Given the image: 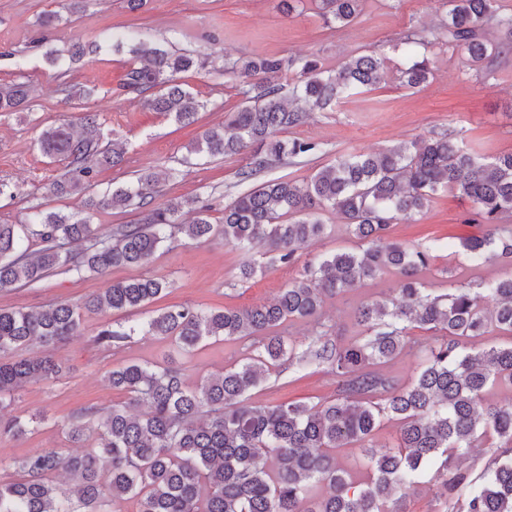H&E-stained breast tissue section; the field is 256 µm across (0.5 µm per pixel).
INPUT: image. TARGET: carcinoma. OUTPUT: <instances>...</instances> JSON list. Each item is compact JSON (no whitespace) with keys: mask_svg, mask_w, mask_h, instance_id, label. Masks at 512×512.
I'll return each instance as SVG.
<instances>
[{"mask_svg":"<svg viewBox=\"0 0 512 512\" xmlns=\"http://www.w3.org/2000/svg\"><path fill=\"white\" fill-rule=\"evenodd\" d=\"M313 2L324 23L339 28L356 20L364 0ZM443 4L441 35L474 63L500 53L487 37L489 27L512 34V15L499 13L495 0ZM61 21L58 11L39 20L37 45L47 47L44 56L55 66L86 54L77 39L51 46ZM129 53L120 89L179 124L195 122L205 104L180 74L206 68V60L145 41ZM384 67L379 54L354 55L334 72L310 57L251 56L225 66L242 103L189 149L209 158L251 154L238 172L239 183L250 188L224 206L219 224L196 199L154 204L161 176H170L155 171L85 200L89 211L133 206L141 210L134 224L103 232L87 214L38 206L28 224H0V290L35 284L59 268L105 276L142 266L177 234L195 242L218 237L238 248L263 244L264 261L239 268L240 280L248 282L266 267L296 264L304 246L325 236L329 212L362 243L359 251L341 248L305 261L300 277L267 304L213 310L171 305L141 323L102 325L95 341L108 350L141 334L168 339L184 353L211 339L250 338L251 351L194 385L176 367L131 361L112 368L107 379L127 401L72 411L63 426L77 450L35 449L13 459L14 475L0 481V512H120L126 499L136 501V512H410L409 492L426 476L445 512H512V403L489 399L497 386L512 388V229L503 235V221L512 217V153L483 162L449 131L338 157L301 183L257 181L272 165L318 150L313 142L281 140L277 133L354 89L378 84ZM288 72L296 80L285 86L281 78ZM430 74L427 59H413L400 79L415 89ZM32 92L28 81L0 83V112L30 109ZM37 145L45 157L65 164L50 186L55 195L85 192L99 169L120 164L125 154L118 139L104 141L96 112L44 128ZM442 189L468 199L471 222L487 225L484 235L462 240L463 250L476 262L504 258L511 270L448 292H426L421 274L433 256L391 239L390 229L399 217L423 212ZM185 209L195 217L181 224ZM32 240L39 245L34 252ZM82 243L81 250H69ZM389 276L397 277L395 295L362 302L354 311L361 335L343 344L326 330L300 342L286 337L287 324L320 325L327 300ZM168 288L160 278L119 280L81 304L0 309V355L63 344L79 332L82 311L131 312ZM415 328L432 333L431 342L419 348L416 375L403 385L383 368L415 347ZM494 332L508 343L468 345ZM283 366L326 368L336 377V394L315 404L247 405L248 391ZM62 372L50 355L0 361V434L21 439L31 433L34 418L8 414L16 390ZM386 421L397 424L398 436L379 446L374 437ZM485 445L492 453L476 473L464 461ZM346 448L357 450L365 473L345 467ZM320 484L329 492L310 496Z\"/></svg>","mask_w":512,"mask_h":512,"instance_id":"carcinoma-1","label":"carcinoma"}]
</instances>
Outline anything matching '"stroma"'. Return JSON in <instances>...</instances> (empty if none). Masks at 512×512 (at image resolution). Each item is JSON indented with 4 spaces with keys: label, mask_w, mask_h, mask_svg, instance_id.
Here are the masks:
<instances>
[{
    "label": "stroma",
    "mask_w": 512,
    "mask_h": 512,
    "mask_svg": "<svg viewBox=\"0 0 512 512\" xmlns=\"http://www.w3.org/2000/svg\"><path fill=\"white\" fill-rule=\"evenodd\" d=\"M59 0H0V82L30 81L36 93L32 112L0 113V182L7 192L0 195V224L24 223L31 207L67 213L84 208L81 195L56 196L50 183L65 171L64 164L50 162L39 152L40 131L61 119L81 112H96L104 133H115L126 142L120 166L100 171L89 188L98 194L111 184L135 181L149 169L170 170L161 184L158 201L169 198H199L209 204L213 223H220L224 207L239 194L237 172L245 157L202 159L185 163L188 145L205 128L223 122L240 98L235 82L224 75L226 59L249 56H312L322 68L335 70L356 54L371 51L386 55L389 71L380 84L362 88L325 112L312 113L302 125L288 128L281 139L317 142V155L274 165L269 177L303 181L336 156L355 151L371 152L400 142L428 138L446 130L458 134L464 147L491 161L512 152V52L482 69L466 52L439 38L437 26L444 14L441 0H366L360 17L344 28L324 24L313 0H299L289 15L281 0H150L139 12H128L124 0H85L82 10L61 25L57 37H72L100 44L98 53L86 56L67 79L92 88L90 97L67 102L59 92L60 79L49 66L44 51L35 46L39 36L36 21L58 10ZM415 32L427 39L418 46L432 75L420 89L401 86L398 71L407 56L398 45L400 37ZM145 38L171 51L207 56L211 68L182 74L181 80L204 102L195 124L184 126L149 111L131 95L119 93L128 55L117 52L118 39ZM471 203L448 190H440L424 212L400 219L391 229L393 239L430 248L434 260L423 281L428 288L444 292L450 284L440 268L453 266L461 281L493 279L507 271V262H474L466 258L461 239L482 235V224L463 223ZM262 248L241 250L216 239L194 243L181 239L165 244L144 267L112 270L108 277L56 270L34 286L0 291V309H36L56 302L77 304L102 293L109 281L143 275L170 283L155 308L188 304L199 308L251 307L266 303L298 278L294 264L266 268L255 279L242 282L238 266L260 259ZM394 279L366 286L341 299L327 300L322 319L337 341L344 342L360 331L353 313L362 301L391 296ZM147 310L133 312H87L80 333L55 349L56 359L66 368L54 381H33L21 389L10 412L28 416L43 412L47 421L26 438L0 434V457L11 460L36 448L67 447L62 420L84 406L108 407L123 403V392L105 379L112 366L128 361L174 365L188 382L221 372L238 357V342L211 341L190 354L172 352L167 340L136 336L120 350L108 351L94 338L100 326L146 320ZM336 392V379L327 369L298 372L285 369L273 374L263 387L251 391L249 405L281 401L316 403Z\"/></svg>",
    "instance_id": "stroma-1"
}]
</instances>
